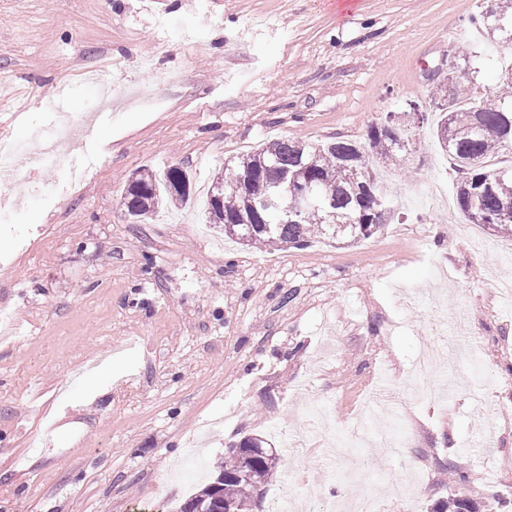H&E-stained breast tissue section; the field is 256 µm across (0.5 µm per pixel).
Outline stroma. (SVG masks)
Here are the masks:
<instances>
[{
	"mask_svg": "<svg viewBox=\"0 0 512 512\" xmlns=\"http://www.w3.org/2000/svg\"><path fill=\"white\" fill-rule=\"evenodd\" d=\"M490 0H0V131L22 142L46 103L84 116L112 91L110 117L68 163L17 171L30 192L0 223V512H177L244 437L269 440L274 477L249 512L350 500L370 489L381 512H430L475 493L512 512V304L488 288L512 272V239L430 205L431 180L458 174L434 120L409 122L391 177L392 210L369 239L245 246L206 228L214 175L279 139H365L411 104L428 112L461 53L474 95L498 96L512 47L469 20ZM171 165L194 203L149 224L124 217L133 174ZM463 313L478 364H457ZM447 359L440 401L396 402L400 449H355L365 481L324 453L382 388L401 391L420 352ZM494 435L495 459L479 445ZM70 457L56 462L57 450Z\"/></svg>",
	"mask_w": 512,
	"mask_h": 512,
	"instance_id": "stroma-1",
	"label": "stroma"
}]
</instances>
